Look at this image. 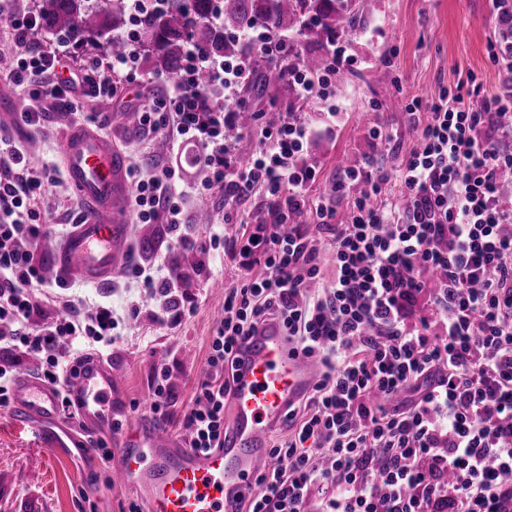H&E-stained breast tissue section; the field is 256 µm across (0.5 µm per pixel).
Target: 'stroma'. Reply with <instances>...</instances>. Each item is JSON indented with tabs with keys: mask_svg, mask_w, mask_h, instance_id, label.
Returning <instances> with one entry per match:
<instances>
[{
	"mask_svg": "<svg viewBox=\"0 0 512 512\" xmlns=\"http://www.w3.org/2000/svg\"><path fill=\"white\" fill-rule=\"evenodd\" d=\"M497 35L489 0H364V9L354 29L343 32L348 51L358 60L357 67L340 69L335 78L336 100L301 98L298 89L285 84L278 91L258 93V78L240 85L237 96L252 111L276 109L295 112L318 128L304 155L306 164L315 166L318 180L310 190L318 197L329 190L339 172L371 161L384 170L397 164L396 152H409L416 145L407 121L406 107L413 96L435 95L454 89L459 75L472 73L485 90H496L504 76L491 63L488 46ZM167 75L134 69L130 75H116L122 88L112 98L111 110L127 116L160 92ZM29 100L6 81L0 80V127L28 143H38L33 152L35 165L46 161L62 163L60 142L75 123L74 118L45 99L39 102L40 123L29 127L20 114ZM336 108L335 120H328L329 108ZM380 128L392 137L391 145L374 139L371 128ZM121 151L128 166L169 165L173 159L168 141L149 140L122 124H110L104 131ZM44 206L56 224H74L83 211L67 177L57 178L46 187ZM222 196L212 198L209 208L188 207L193 230L207 236L212 225L223 224L224 237H242V224L224 221ZM129 231L137 247L128 253L105 284L70 286L87 299L109 296L116 316H124L133 291L127 275L133 265L167 262L175 264L184 250L171 240L159 224L137 223L127 214ZM220 273L225 289L236 287L241 278L231 257L206 258L205 266L193 274L186 291L193 298L191 311L176 322L163 323L150 307L114 337L109 355L117 385L112 393V418L123 429L152 419L149 408L154 374L167 365L175 386L169 418L162 426L168 438L184 439L182 426L192 407L196 388L210 352L214 329L224 316L223 291H214L211 273ZM134 494L114 485L108 470L96 466L82 470L64 457L48 452L43 443L24 425L11 419V410L0 407V512H128Z\"/></svg>",
	"mask_w": 512,
	"mask_h": 512,
	"instance_id": "stroma-1",
	"label": "stroma"
}]
</instances>
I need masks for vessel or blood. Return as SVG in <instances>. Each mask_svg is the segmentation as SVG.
Listing matches in <instances>:
<instances>
[{
	"instance_id": "1",
	"label": "vessel or blood",
	"mask_w": 512,
	"mask_h": 512,
	"mask_svg": "<svg viewBox=\"0 0 512 512\" xmlns=\"http://www.w3.org/2000/svg\"><path fill=\"white\" fill-rule=\"evenodd\" d=\"M61 149L68 179L88 215L71 225L57 264L75 279L99 282L128 251L125 159L109 139L84 124L71 128ZM318 375L317 361L293 352L282 326L266 322L244 344L227 403L232 430L223 447L200 451L139 425L118 441L113 481L146 500L148 512H238L253 477L273 465L265 449L269 433L290 403L310 393ZM114 385L112 363L99 355L86 356L61 389L42 377L22 375L11 387L13 417L32 425L51 453L92 467L97 457L90 439L112 425ZM65 398L76 409L74 420L62 416Z\"/></svg>"
}]
</instances>
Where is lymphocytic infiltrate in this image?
I'll return each mask as SVG.
<instances>
[{"label": "lymphocytic infiltrate", "instance_id": "f902f5d3", "mask_svg": "<svg viewBox=\"0 0 512 512\" xmlns=\"http://www.w3.org/2000/svg\"><path fill=\"white\" fill-rule=\"evenodd\" d=\"M498 36L490 59L505 81L485 93L473 75L453 92L413 97L414 149L393 172L364 163L343 170L330 195L310 200L317 171L302 155L313 135L293 112L262 128L247 162L224 135L243 101L210 107L194 84L204 70L225 90L251 75L244 62L187 47L185 70L143 104V134L195 146L189 184L180 166L134 169L131 206L139 223L164 225L177 244L210 256L227 248L244 276L224 295L194 405L184 416L190 447L224 442V404L239 351L258 325L278 319L295 349L321 367L312 393L289 408L288 438L270 448L244 512H512V0H491ZM9 81L31 101L78 111L75 93L91 85L109 99L112 75L131 71L135 53L112 58L107 72L61 76L59 48L30 49L28 22L11 24ZM257 51L286 63L302 96L326 91L339 67H352L341 41L320 73L296 59L294 38L267 23L243 34ZM50 180L25 146L0 130V351L34 356L42 377L62 382L74 352L105 351L119 320L108 302L84 304L54 291L36 255L53 227L39 201ZM397 181L404 208L377 204ZM359 187L351 195V187ZM222 190L233 201L264 191L267 221L234 243L221 229L191 232L184 196ZM348 197L345 223L334 200ZM311 215L314 231L301 219ZM329 251L336 277H323ZM185 279L163 264L137 265L130 287L149 296L157 320L184 312Z\"/></svg>", "mask_w": 512, "mask_h": 512}]
</instances>
